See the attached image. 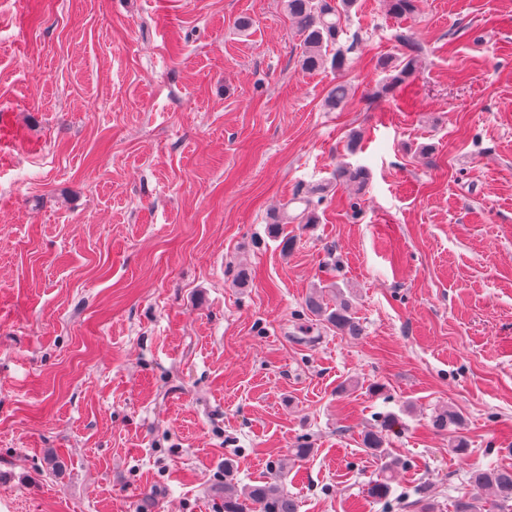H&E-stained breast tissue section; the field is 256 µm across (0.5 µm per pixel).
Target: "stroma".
Segmentation results:
<instances>
[{
    "instance_id": "obj_1",
    "label": "stroma",
    "mask_w": 512,
    "mask_h": 512,
    "mask_svg": "<svg viewBox=\"0 0 512 512\" xmlns=\"http://www.w3.org/2000/svg\"><path fill=\"white\" fill-rule=\"evenodd\" d=\"M340 43L302 72L283 0H0V512H224L278 475L299 512H449L512 467V0H357ZM400 42L404 51L399 55L379 57L376 60L375 67L389 74V82L382 89V92L391 91L393 88L402 85L415 69L416 58L414 54L417 52L415 43L405 37H402ZM309 311L318 317H322L324 321L329 323L339 333H346L349 336H356L359 332L358 323L352 316L351 308L348 303L343 302L336 306L335 310L327 311L320 301V296H313L308 302ZM396 424L394 417L383 420L374 429L364 434L363 441L366 448L379 455L382 458H388L387 448L384 447L387 432L391 431ZM399 465L401 463L396 459L382 464L375 478L371 479L367 485V494L370 498L375 501H385L389 498Z\"/></svg>"
}]
</instances>
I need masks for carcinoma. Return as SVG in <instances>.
I'll list each match as a JSON object with an SVG mask.
<instances>
[{
	"instance_id": "carcinoma-1",
	"label": "carcinoma",
	"mask_w": 512,
	"mask_h": 512,
	"mask_svg": "<svg viewBox=\"0 0 512 512\" xmlns=\"http://www.w3.org/2000/svg\"><path fill=\"white\" fill-rule=\"evenodd\" d=\"M357 0H285L288 15L295 23L301 48V68L306 72L320 70L326 65L336 69L344 65V53L337 48L342 33V18L347 16ZM387 12L396 19L414 15L420 0H385ZM404 51L396 56L379 57L375 67L389 74V82L383 88L388 92L402 85L413 73L416 64L415 43L400 39ZM351 87L338 82L329 91L327 103L332 109L346 105ZM309 311L336 328L339 333L355 336L358 323L352 316L348 303L343 302L329 311L323 307L320 297L313 296L308 302ZM396 424L395 418L382 421L364 434L366 448L386 459L375 478L367 485V494L375 501L389 498L395 472L400 461L388 460L384 447L387 432ZM435 424L450 433L461 428V417L452 409L435 417ZM474 493L456 497L451 502L452 512H512V469L490 471L477 470L470 476ZM224 512H298L296 502L288 495L279 479L242 490L230 482L224 483Z\"/></svg>"
}]
</instances>
